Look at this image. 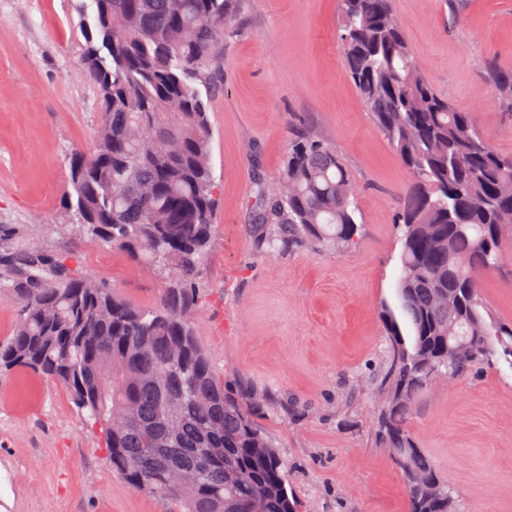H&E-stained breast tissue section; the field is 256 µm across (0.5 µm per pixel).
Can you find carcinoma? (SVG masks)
I'll return each instance as SVG.
<instances>
[{"mask_svg": "<svg viewBox=\"0 0 512 512\" xmlns=\"http://www.w3.org/2000/svg\"><path fill=\"white\" fill-rule=\"evenodd\" d=\"M86 28L85 76L99 91L95 151L71 159L66 199L86 232L168 273L152 308L131 305L33 245L0 263L26 270L0 367L62 382L99 432L112 469L178 512H297L278 452L224 385L187 319L214 223L207 104L211 62L237 0H97ZM338 39L349 77L411 176L398 215L399 313L379 388L376 439L397 461L409 512H460L454 490L419 448L410 420L439 374L453 380L512 357V324L481 296L484 273L512 238V158L488 144L468 113L438 96L392 0H339ZM266 252L346 249L358 204L336 150L300 135L280 186H258ZM194 471L186 485L181 473Z\"/></svg>", "mask_w": 512, "mask_h": 512, "instance_id": "1", "label": "carcinoma"}]
</instances>
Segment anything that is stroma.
<instances>
[{"label":"stroma","instance_id":"stroma-1","mask_svg":"<svg viewBox=\"0 0 512 512\" xmlns=\"http://www.w3.org/2000/svg\"><path fill=\"white\" fill-rule=\"evenodd\" d=\"M89 0H0V243L67 258L136 307L165 278L88 236L67 209L70 159L90 153L101 121L81 72ZM435 92L470 113L512 156V0H393ZM338 0H238L209 105L215 222L190 314L197 339L284 463L298 512H408L401 473L376 447L382 311L396 305V230L410 176L350 80L337 39ZM308 132L335 147L357 191L362 233L351 250L256 246V184H275L288 142ZM21 272L0 265V342L18 317ZM481 295L512 323V260ZM456 491L462 512H512V364L483 363L433 381L410 422ZM0 512H169L111 468L65 385L27 369L0 372Z\"/></svg>","mask_w":512,"mask_h":512}]
</instances>
